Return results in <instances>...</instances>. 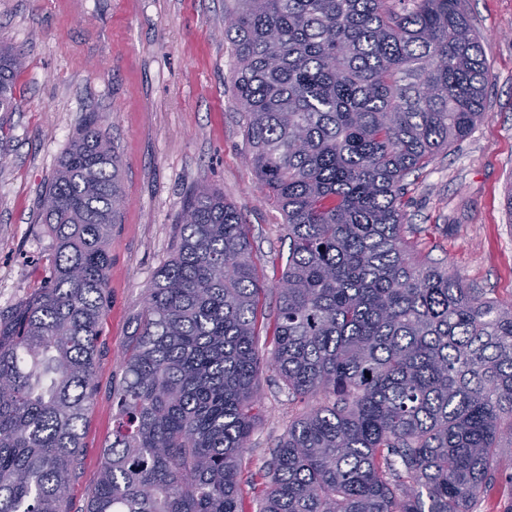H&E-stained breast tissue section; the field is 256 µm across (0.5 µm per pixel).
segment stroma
<instances>
[{
  "label": "stroma",
  "mask_w": 512,
  "mask_h": 512,
  "mask_svg": "<svg viewBox=\"0 0 512 512\" xmlns=\"http://www.w3.org/2000/svg\"><path fill=\"white\" fill-rule=\"evenodd\" d=\"M234 0H0V42L25 58L19 107L0 112V312L44 276L51 240L40 197L59 158L96 116L122 162L124 205L112 234L105 355L83 427L67 507L83 512L112 435V387L146 289L176 244L186 196L223 191L249 227L275 315L288 253L280 211L245 164L243 117L229 82L235 58L224 36ZM490 76L472 134L411 174L407 219L417 251L458 270L500 305L512 304V0H465ZM259 419L244 454L264 466L289 420L304 409L271 371L260 375Z\"/></svg>",
  "instance_id": "stroma-1"
}]
</instances>
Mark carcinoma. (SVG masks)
I'll list each match as a JSON object with an SVG mask.
<instances>
[{"mask_svg": "<svg viewBox=\"0 0 512 512\" xmlns=\"http://www.w3.org/2000/svg\"><path fill=\"white\" fill-rule=\"evenodd\" d=\"M224 34L245 161L282 212L275 349L247 225L198 186L112 387L84 512H512V306L406 240V179L483 115L462 0H235ZM23 55L0 44V112ZM120 160L91 120L40 200L45 277L0 314V512H69L108 307ZM311 408L242 479L260 366ZM370 376H365V373Z\"/></svg>", "mask_w": 512, "mask_h": 512, "instance_id": "cac0c4a2", "label": "carcinoma"}]
</instances>
